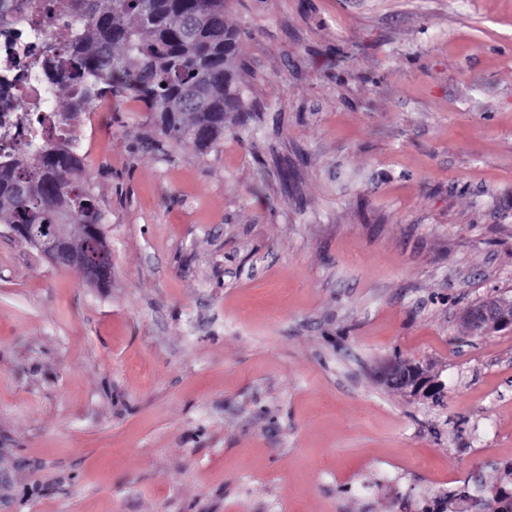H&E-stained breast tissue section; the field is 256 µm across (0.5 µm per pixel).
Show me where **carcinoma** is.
<instances>
[{"label": "carcinoma", "instance_id": "carcinoma-1", "mask_svg": "<svg viewBox=\"0 0 512 512\" xmlns=\"http://www.w3.org/2000/svg\"><path fill=\"white\" fill-rule=\"evenodd\" d=\"M37 51L18 61L23 77L46 84L26 106L14 137L0 145V223L63 224L78 261L104 212L84 185L76 123L95 103L144 104L156 139L205 151L224 136V117L242 111L236 84L239 33L224 19L226 0H19ZM51 23L62 37L50 40Z\"/></svg>", "mask_w": 512, "mask_h": 512}]
</instances>
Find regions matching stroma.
Masks as SVG:
<instances>
[{
	"mask_svg": "<svg viewBox=\"0 0 512 512\" xmlns=\"http://www.w3.org/2000/svg\"><path fill=\"white\" fill-rule=\"evenodd\" d=\"M245 109L80 117L109 287L0 224V512H421L512 458V0H228ZM398 359L439 397L388 385ZM462 317L473 334H483L491 328L512 332V303L502 299H488L468 307Z\"/></svg>",
	"mask_w": 512,
	"mask_h": 512,
	"instance_id": "1",
	"label": "stroma"
}]
</instances>
